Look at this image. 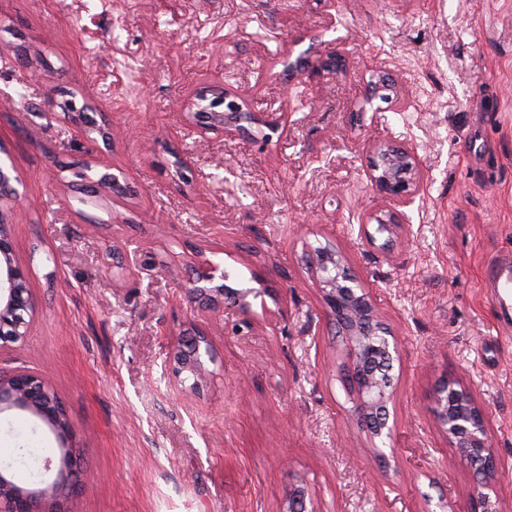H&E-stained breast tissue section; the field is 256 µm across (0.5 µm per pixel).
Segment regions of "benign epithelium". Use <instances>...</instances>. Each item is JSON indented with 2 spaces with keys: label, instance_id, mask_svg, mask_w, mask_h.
I'll return each mask as SVG.
<instances>
[{
  "label": "benign epithelium",
  "instance_id": "7a95c632",
  "mask_svg": "<svg viewBox=\"0 0 512 512\" xmlns=\"http://www.w3.org/2000/svg\"><path fill=\"white\" fill-rule=\"evenodd\" d=\"M282 64L290 80L310 75L333 77L346 71L348 53L345 48L335 46L313 57H285ZM389 85H396L390 74L373 73L367 83L366 100L373 101ZM224 99L230 100V109L214 112L207 110L200 95L187 99L184 109L188 126L194 125L204 133L254 142L259 140L256 130L261 127L273 133L285 129L278 118H259L243 97L231 98L226 94ZM366 150L370 154L367 180L376 197L386 203V208L370 213L368 220L377 224L375 234L390 236L404 227L405 208L423 191L421 163L413 148L390 142L369 143ZM9 226V215L0 211V355L29 335L36 318L29 271L14 258ZM375 234L368 235L370 241H375ZM196 265L199 271L185 287L190 300L202 309L214 310L221 304H231L243 315L250 314L248 297L257 295V289L231 287L226 284L229 276L205 260ZM308 270L321 293L327 323L338 326L339 335L344 337L348 375L364 367L369 369L361 382L351 385L356 399L354 416L378 440L375 447L381 454H393L394 425L389 423L388 405L393 403L395 386L392 382L383 383L377 375L387 370L389 359L398 352L397 341L385 329L370 289L351 272L340 250L310 252ZM208 360H213V354L204 332H196L191 339L180 332L174 338L170 363L176 377L191 378L192 387H198L208 374ZM5 409L27 411L52 429L60 442V456L57 460L46 458L44 469L50 471L54 464H59L53 487L66 495L74 493L78 472L73 469V445L70 443L73 424L47 378L21 369L7 375L0 372V411ZM433 413L451 446L475 475L470 512H500L496 484L500 462L493 448L488 408L471 389L447 378L436 390ZM307 498L305 488L295 489L288 498L286 512H308ZM0 512H41L36 492L14 486L0 473Z\"/></svg>",
  "mask_w": 512,
  "mask_h": 512
}]
</instances>
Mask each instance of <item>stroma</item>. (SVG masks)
Listing matches in <instances>:
<instances>
[{"label":"stroma","mask_w":512,"mask_h":512,"mask_svg":"<svg viewBox=\"0 0 512 512\" xmlns=\"http://www.w3.org/2000/svg\"><path fill=\"white\" fill-rule=\"evenodd\" d=\"M343 42L344 75L288 81L276 58ZM391 72L395 103L367 101ZM213 86L284 112L269 144L184 128L185 98ZM65 89L111 123L110 145L47 118ZM420 158L425 190L390 244L368 243L367 142ZM191 185L172 183L173 152ZM0 158L23 177L11 213L36 319L0 370L46 376L74 426L79 485L68 512H469L474 476L431 411L450 377L488 407L512 512V330L484 286L512 256V0H0ZM128 191L78 200L79 170ZM330 239L399 340L397 462L351 415L347 356L324 318L308 245ZM144 266L109 273L112 250ZM205 258L268 281L251 328L184 290ZM203 328L215 361L180 382L170 329ZM60 442L29 412H0V472L49 487ZM32 455L20 465L17 451Z\"/></svg>","instance_id":"1"}]
</instances>
